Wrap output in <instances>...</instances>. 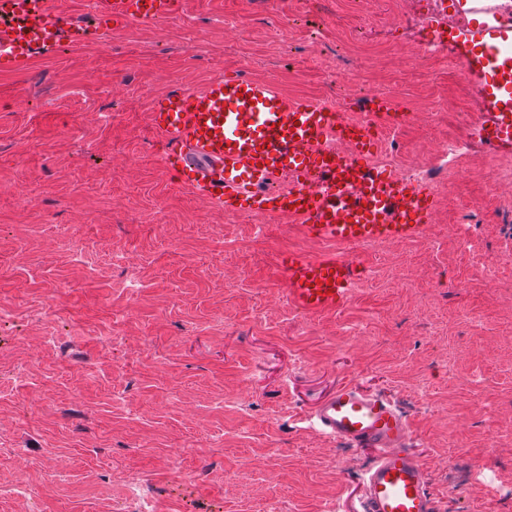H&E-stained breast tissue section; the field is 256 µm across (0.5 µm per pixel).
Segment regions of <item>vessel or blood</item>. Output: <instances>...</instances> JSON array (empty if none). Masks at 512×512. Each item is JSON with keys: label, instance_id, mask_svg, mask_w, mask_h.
Wrapping results in <instances>:
<instances>
[{"label": "vessel or blood", "instance_id": "1", "mask_svg": "<svg viewBox=\"0 0 512 512\" xmlns=\"http://www.w3.org/2000/svg\"><path fill=\"white\" fill-rule=\"evenodd\" d=\"M179 5L95 0L94 20L85 23L67 17L57 0H0V68L26 70L35 53L61 41L80 46L129 19L159 22ZM511 34L512 28L502 27L485 54L461 48L456 58L481 81L497 57L499 39ZM479 93L480 132L511 149L512 113L505 99L482 82ZM367 108L369 122H345L333 109L240 74L213 78L199 90L172 88L153 105L164 163L179 182L225 211L246 203L254 214L288 218L313 241L343 246L338 255L281 256L288 299L306 314L330 313L350 302L364 270L348 248L426 236L436 207L431 187L369 161L373 125H404L409 113L384 99L369 101ZM312 417L320 432L349 447L377 449L363 479L362 512H439L425 465L412 449L411 425L394 405L348 383L317 405Z\"/></svg>", "mask_w": 512, "mask_h": 512}]
</instances>
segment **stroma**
<instances>
[{
	"mask_svg": "<svg viewBox=\"0 0 512 512\" xmlns=\"http://www.w3.org/2000/svg\"><path fill=\"white\" fill-rule=\"evenodd\" d=\"M396 0H183L158 23L0 70V512H360L372 448L316 431L346 381L393 401L444 512H512V201L486 195L482 110L454 57L414 66ZM365 81L335 92L333 72ZM242 73L326 107L396 95L429 124L378 151L428 165L448 212L364 246L343 309L287 299L281 254L326 252L281 217L202 207L166 169L153 101Z\"/></svg>",
	"mask_w": 512,
	"mask_h": 512,
	"instance_id": "stroma-1",
	"label": "stroma"
}]
</instances>
